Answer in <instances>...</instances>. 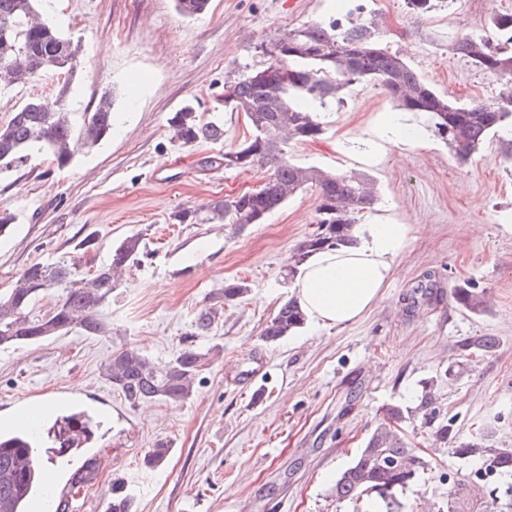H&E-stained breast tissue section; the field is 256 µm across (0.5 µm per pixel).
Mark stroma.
I'll list each match as a JSON object with an SVG mask.
<instances>
[{
    "label": "stroma",
    "instance_id": "obj_1",
    "mask_svg": "<svg viewBox=\"0 0 512 512\" xmlns=\"http://www.w3.org/2000/svg\"><path fill=\"white\" fill-rule=\"evenodd\" d=\"M355 5L356 18L376 20L382 41L431 85L460 101H491L492 74L475 71L448 49L453 32L479 34L489 11L512 13V0H431L426 12L407 0H210L189 20L173 0H53L52 16L81 43L68 102L74 126L111 91L116 124L99 146L80 147L57 169L43 152L0 171V206L15 214L0 237V295L35 262L75 255L93 240L89 266L108 262L119 239L142 234L145 254L131 268L104 314L108 336L72 332L0 349V413L20 400L68 394L101 407L102 437L87 457L94 480L68 512H108L112 481L144 474L133 487L135 512H367V502L337 501V476L364 448L392 404L410 405L424 380H443L444 417L459 434L487 424L496 445L512 448V163L500 140L467 164L411 115L419 138L402 151L360 162L359 140L393 111L372 86L346 90L324 113V132L290 141L288 157L340 174L365 172L379 201L366 223L391 219L411 227L377 303L343 327H303L278 342L262 337L267 321L290 299L284 270L293 248L316 228L318 194L307 189L260 224H175V208L257 188L267 170L202 167L204 156L238 146L251 129L243 113L224 108V82L269 64L261 43L284 30L326 22ZM48 74L26 87L0 88V124L27 98L53 101ZM203 120L224 119L220 144L183 146L168 120L186 103ZM250 290L226 305L196 345L209 354L193 397L131 406L102 367L113 351L132 347L165 362L179 350L210 294L228 281ZM433 293L410 303L418 284ZM470 283L488 306L475 315L451 296ZM470 336H495L492 352L460 358ZM465 370L445 379L448 366ZM425 473L399 500L401 512H438L458 481L461 512H479L486 497L475 465L451 444L434 441L420 422L402 423ZM170 443L164 464L145 468L158 441Z\"/></svg>",
    "mask_w": 512,
    "mask_h": 512
}]
</instances>
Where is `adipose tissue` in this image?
I'll list each match as a JSON object with an SVG mask.
<instances>
[{
	"label": "adipose tissue",
	"instance_id": "adipose-tissue-1",
	"mask_svg": "<svg viewBox=\"0 0 512 512\" xmlns=\"http://www.w3.org/2000/svg\"><path fill=\"white\" fill-rule=\"evenodd\" d=\"M406 224H360L358 243L310 255L296 276L294 298L316 326H343L371 308L393 273L392 261L403 249Z\"/></svg>",
	"mask_w": 512,
	"mask_h": 512
}]
</instances>
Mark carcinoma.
I'll return each instance as SVG.
<instances>
[{"label": "carcinoma", "instance_id": "carcinoma-1", "mask_svg": "<svg viewBox=\"0 0 512 512\" xmlns=\"http://www.w3.org/2000/svg\"><path fill=\"white\" fill-rule=\"evenodd\" d=\"M36 0H0V86H12L22 78L46 73L66 77L59 85L61 107L53 112L36 99L25 101L0 125V169L26 162L33 149L48 152L57 168L71 160L70 141L74 130L69 119L68 77L80 64L79 44L64 35L50 16V8L38 11ZM210 0H174L186 18H196L209 8ZM486 36L458 33L449 48L479 72L500 78L493 102L459 103L438 93L423 76L399 55L383 46L372 20L351 21L343 26L336 20L312 22L292 28L275 38L288 42L286 54L271 58V73L261 81L260 70L224 82L232 92L224 96V108L246 116L251 138L241 145L205 156L202 166L224 169L269 168L268 181L248 195L213 199L199 208L177 209L174 224H233L241 229L260 224L265 217L306 188L317 191L320 204L316 230L292 252L286 279L293 280L309 255L318 250L353 241L359 217L374 209L378 196L373 181L365 175H341L316 167H304L285 156L281 135L297 141L313 139L323 132L316 108L342 102L341 94L355 85L380 87L401 112L425 114L428 128L444 140L460 163H467L492 138L506 139L505 157L512 158V13L492 11L485 19ZM172 139L184 146L218 143L224 139V125L204 121L186 105L169 122ZM112 92L105 91L93 109L84 113L79 135L88 147L100 144L112 130ZM143 238L131 234L112 247L110 263L83 275L82 257L52 264L33 263L18 276L12 290L0 298V347L37 342L50 336H64L75 329L87 336L112 334V324L103 309L112 301L125 271L140 263ZM60 288L62 297L46 315L33 318L29 307L39 296ZM248 286L241 281L224 284L210 296L198 314L194 336H202L215 323L224 306L241 298ZM453 298L462 309L480 314L486 310L485 293L465 283L453 289ZM305 323L294 301L284 302L266 324L262 335L275 343L293 335ZM495 336H471L458 344L466 356L496 349ZM209 360L208 354L189 344L166 363H158L134 348H122L105 362L104 376L135 406L143 401L182 403L194 394L197 375ZM439 379L430 378L413 407L395 404L387 408L384 423L369 436L335 481L338 501L358 503L373 498L382 512H398L396 493L408 488L427 469V462L391 424L406 416H421L423 424L440 440L455 444L454 454L475 459L480 467L474 475L487 482L483 512H512V448L490 443L491 432L482 425L459 437L451 424L440 421ZM100 426L94 414L77 409L63 414L44 429L57 448L49 459L89 444L93 428ZM170 452V443L160 441L149 450L145 465H161ZM45 476L43 456L34 461L20 454L16 444L0 441V512H29L26 495ZM126 479L112 483L109 512H132L134 496Z\"/></svg>", "mask_w": 512, "mask_h": 512}]
</instances>
